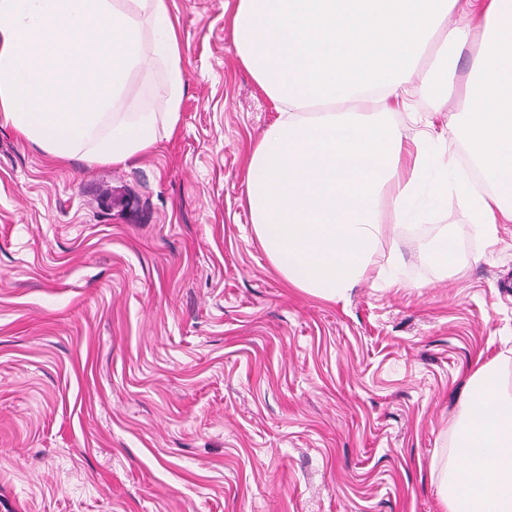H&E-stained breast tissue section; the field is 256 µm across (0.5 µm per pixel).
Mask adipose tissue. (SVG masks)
I'll return each mask as SVG.
<instances>
[{"instance_id": "obj_1", "label": "adipose tissue", "mask_w": 512, "mask_h": 512, "mask_svg": "<svg viewBox=\"0 0 512 512\" xmlns=\"http://www.w3.org/2000/svg\"><path fill=\"white\" fill-rule=\"evenodd\" d=\"M471 18L449 27L448 16ZM236 53L276 120L247 160L254 235L292 287L341 301L385 273L383 206L424 220L419 193L446 200L448 163L433 128L408 136V107L429 45L436 88L448 50L481 32L482 49L447 128L461 132L490 188L474 211L487 233L512 223V0H235ZM164 76L165 109L126 108L134 76ZM185 88L168 0H0V126L50 156L125 164L170 137ZM443 512H512V391L498 367L468 377L450 451L432 462Z\"/></svg>"}]
</instances>
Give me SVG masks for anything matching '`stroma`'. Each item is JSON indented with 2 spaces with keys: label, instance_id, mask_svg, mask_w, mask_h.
<instances>
[{
  "label": "stroma",
  "instance_id": "stroma-1",
  "mask_svg": "<svg viewBox=\"0 0 512 512\" xmlns=\"http://www.w3.org/2000/svg\"><path fill=\"white\" fill-rule=\"evenodd\" d=\"M186 84L172 136L133 163L59 162L0 127V512H440L434 457L466 376L512 388V224L486 241L449 191L423 224L386 216L399 286L291 288L244 206L276 119L240 63L233 0H168ZM413 75L414 132L463 97ZM132 108L164 109L144 70ZM456 263L423 245L441 232ZM425 253L436 266L448 269L456 261L455 241L448 233L442 234L430 243Z\"/></svg>",
  "mask_w": 512,
  "mask_h": 512
}]
</instances>
